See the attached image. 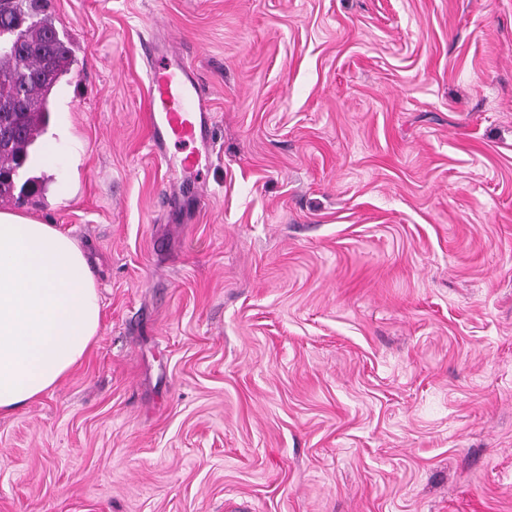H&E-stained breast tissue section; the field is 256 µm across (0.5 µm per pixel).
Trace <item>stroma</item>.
<instances>
[{
  "instance_id": "obj_1",
  "label": "stroma",
  "mask_w": 512,
  "mask_h": 512,
  "mask_svg": "<svg viewBox=\"0 0 512 512\" xmlns=\"http://www.w3.org/2000/svg\"><path fill=\"white\" fill-rule=\"evenodd\" d=\"M0 203L74 236L91 353L0 416V512H512V0H50ZM155 39L211 114L154 152Z\"/></svg>"
}]
</instances>
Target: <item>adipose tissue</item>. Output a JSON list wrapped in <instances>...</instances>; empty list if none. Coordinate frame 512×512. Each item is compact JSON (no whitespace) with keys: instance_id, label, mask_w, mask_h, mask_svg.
<instances>
[{"instance_id":"obj_1","label":"adipose tissue","mask_w":512,"mask_h":512,"mask_svg":"<svg viewBox=\"0 0 512 512\" xmlns=\"http://www.w3.org/2000/svg\"><path fill=\"white\" fill-rule=\"evenodd\" d=\"M102 305L78 242L0 212V415L57 387L90 353Z\"/></svg>"}]
</instances>
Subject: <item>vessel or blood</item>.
Here are the masks:
<instances>
[{
	"mask_svg": "<svg viewBox=\"0 0 512 512\" xmlns=\"http://www.w3.org/2000/svg\"><path fill=\"white\" fill-rule=\"evenodd\" d=\"M146 98V118L155 147H183L182 170H196L200 159L191 146L204 137L208 117L195 76L181 65L154 62L148 72Z\"/></svg>",
	"mask_w": 512,
	"mask_h": 512,
	"instance_id": "vessel-or-blood-1",
	"label": "vessel or blood"
}]
</instances>
